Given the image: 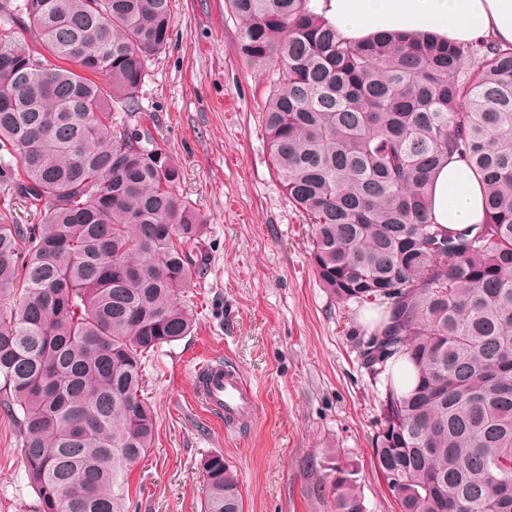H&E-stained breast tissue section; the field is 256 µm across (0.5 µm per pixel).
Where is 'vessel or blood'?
I'll list each match as a JSON object with an SVG mask.
<instances>
[{
	"label": "vessel or blood",
	"instance_id": "obj_1",
	"mask_svg": "<svg viewBox=\"0 0 512 512\" xmlns=\"http://www.w3.org/2000/svg\"><path fill=\"white\" fill-rule=\"evenodd\" d=\"M193 392L198 405L228 422L250 417L257 410V396L242 375L225 371L216 361L195 366Z\"/></svg>",
	"mask_w": 512,
	"mask_h": 512
}]
</instances>
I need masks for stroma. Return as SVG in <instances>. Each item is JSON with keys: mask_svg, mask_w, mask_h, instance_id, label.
I'll return each instance as SVG.
<instances>
[{"mask_svg": "<svg viewBox=\"0 0 512 512\" xmlns=\"http://www.w3.org/2000/svg\"><path fill=\"white\" fill-rule=\"evenodd\" d=\"M165 51L148 63L132 123L152 128L207 228V266L181 299L195 326L145 369L155 443L129 474L134 512H201L204 461L238 471L245 512H333L334 459L357 464L366 512H397L373 466L383 388L351 339L371 313L331 298L311 266L306 218L277 180L262 122L272 67L237 52L224 0H171ZM205 358L240 370L258 408L240 428L193 399ZM14 419L0 409V512H37Z\"/></svg>", "mask_w": 512, "mask_h": 512, "instance_id": "1", "label": "stroma"}]
</instances>
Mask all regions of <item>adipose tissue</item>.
<instances>
[{
	"label": "adipose tissue",
	"instance_id": "adipose-tissue-1",
	"mask_svg": "<svg viewBox=\"0 0 512 512\" xmlns=\"http://www.w3.org/2000/svg\"><path fill=\"white\" fill-rule=\"evenodd\" d=\"M317 13L348 40L379 32L432 33L455 42L512 44V0H313ZM483 189L474 173L451 160L433 183L432 210L443 228L485 222Z\"/></svg>",
	"mask_w": 512,
	"mask_h": 512
}]
</instances>
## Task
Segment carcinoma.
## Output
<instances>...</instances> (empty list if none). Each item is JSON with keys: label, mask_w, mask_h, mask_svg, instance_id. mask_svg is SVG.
Wrapping results in <instances>:
<instances>
[{"label": "carcinoma", "mask_w": 512, "mask_h": 512, "mask_svg": "<svg viewBox=\"0 0 512 512\" xmlns=\"http://www.w3.org/2000/svg\"><path fill=\"white\" fill-rule=\"evenodd\" d=\"M245 61L277 68L273 171L309 220L337 301L376 306L356 338L383 378L374 466L398 512H512V47L343 39L310 0H225ZM35 46L0 31V177L40 215L0 222V406L39 512H128L154 446L144 367L188 336L180 302L205 225L151 130L130 125L170 0H21ZM485 185L487 220L434 224L437 170ZM335 512H365L353 465ZM204 512H243L236 470L205 462Z\"/></svg>", "instance_id": "carcinoma-1"}]
</instances>
